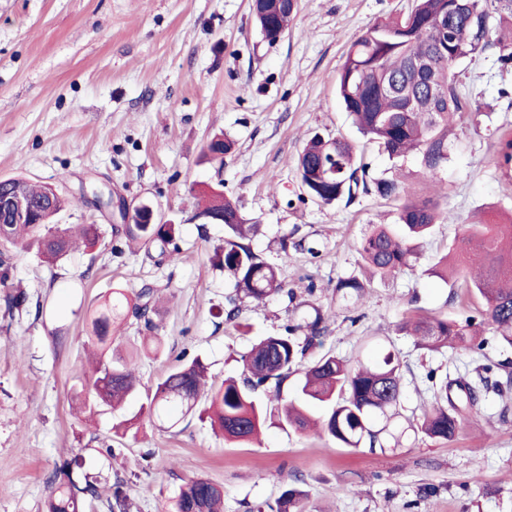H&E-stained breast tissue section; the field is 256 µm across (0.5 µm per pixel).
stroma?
<instances>
[{"label": "stroma", "mask_w": 512, "mask_h": 512, "mask_svg": "<svg viewBox=\"0 0 512 512\" xmlns=\"http://www.w3.org/2000/svg\"><path fill=\"white\" fill-rule=\"evenodd\" d=\"M409 0H299L278 40L256 27L250 0H0V179L49 183L68 198L62 224H97L98 241L47 265L16 251L0 287V512H44L53 476L78 460L101 482L85 512H110V487L124 481L131 512H167L189 478L224 487V512H270L282 493L300 491L303 512H512V414L501 417L494 390L482 393L481 426L446 443L413 432L399 445L352 450L325 434L267 419L252 441L224 440L208 419L173 428L142 420L133 436L112 432L113 415H76L86 370L83 320L121 288L160 289L158 354L138 361L131 415L156 382L185 357L201 356L209 379L241 375L260 338L322 315L326 330L307 352L374 363L395 353L403 364L402 418L430 401L429 370L489 382L512 373V349H420L399 333L407 316L461 319L478 306L466 289L428 276L465 223L512 211V182L497 169V141L512 132V65L486 52L459 67L467 112L449 136L441 218L417 247L413 266L369 281L358 252L371 225L395 204L367 194L324 204L302 194L292 161L313 134L355 146L371 174L389 168L336 94V75L353 40ZM233 142L223 164L202 162L213 135ZM217 188L257 223L253 250L273 264L288 300H243L238 325L224 320L234 279L214 264L220 224L190 217L202 192ZM153 204L180 224L176 261L112 232V210L98 193ZM368 281L360 295L336 292L338 278ZM27 304L6 316L8 289ZM481 481H474V474Z\"/></svg>", "instance_id": "stroma-1"}]
</instances>
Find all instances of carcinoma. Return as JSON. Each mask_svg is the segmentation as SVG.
<instances>
[{"mask_svg":"<svg viewBox=\"0 0 512 512\" xmlns=\"http://www.w3.org/2000/svg\"><path fill=\"white\" fill-rule=\"evenodd\" d=\"M474 9L465 14L454 10V0H413L407 11L369 27L350 45L338 70L336 89L345 111L360 132L379 144L388 159L397 162L414 156L425 177L439 180L448 166V136L453 118L465 110L457 93L456 68L489 50L502 65L512 63V0H473ZM251 12L260 31L275 40L288 30L293 13L277 14L267 7L253 6ZM448 17V34L441 33L438 20ZM231 142L213 136L205 147L208 160L224 163ZM497 163L502 178L512 181V136L497 144ZM296 167L304 193L324 204L358 193L375 194L396 202L394 229L378 224L362 238L359 253L372 272L385 279L410 266L416 255L414 241L430 234L439 219V202L433 197L407 193L400 177L374 178L358 162L353 146L339 138L313 136L298 155ZM9 191L27 198L35 208L33 223L0 227V282L6 283L13 268L12 249L33 250L47 264L69 255L77 240L92 244L100 225L61 226L56 215L65 200L51 188L19 179H8ZM222 212L237 220L224 225V247L216 253L217 263L235 279L236 296L228 299L225 321L238 320V301H264L274 295L294 299L284 288L275 268L256 254L246 240L256 234L257 224L243 218L237 204L224 192L203 193L196 213ZM177 232L175 224H120L113 233L157 245L160 255L176 260L177 249H169ZM462 278L467 291L481 299L482 307L464 321L442 315L417 316L405 320L401 330L420 338L423 348L439 352L445 348L482 349L490 329L498 342L512 348V218L508 222L480 220L466 225L461 238L441 257L428 274L448 282V263ZM336 291L360 294L364 284L355 277L340 278ZM154 289L144 288L134 297L115 289L98 301L87 320L89 337L97 346L90 361L95 405L117 410L138 392L135 358L154 353L160 339L128 357L112 353V332L128 317L144 321L151 331ZM323 317L301 326L287 325L285 334L269 335L254 344L243 359V377L229 376L219 386L206 387L207 364L196 356L168 371L157 383L147 409L123 419L113 429L127 433L142 416L167 419L169 409L183 414L196 411L207 415L224 437L249 442L257 436L266 418L258 392L282 385L297 371L309 347L324 332ZM305 332L299 343L295 334ZM432 405L422 421L412 420L407 428L430 439L452 440L472 423L477 414L478 391L488 387L486 378L470 384L445 374L428 372ZM400 363L387 355L374 366L346 361L326 354L306 367L294 385L293 397L280 409L278 419L287 427L305 432L313 423L312 409L325 410L322 430L336 445L358 449L384 448L389 426L400 416L402 397ZM51 482L46 512H83L84 501L98 495L96 480L84 474L73 476L71 464ZM297 491L287 490L276 502V512H300ZM168 512H224V487L203 476L188 480L175 493Z\"/></svg>","mask_w":512,"mask_h":512,"instance_id":"carcinoma-1","label":"carcinoma"}]
</instances>
